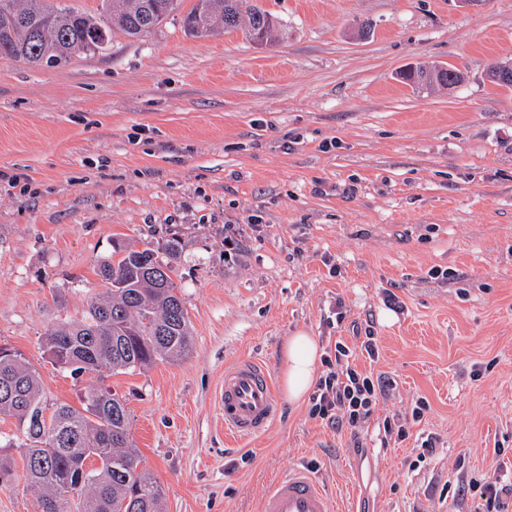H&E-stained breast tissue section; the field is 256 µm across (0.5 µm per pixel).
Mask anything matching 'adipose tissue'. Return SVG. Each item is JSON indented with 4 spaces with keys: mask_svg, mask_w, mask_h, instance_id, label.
Returning a JSON list of instances; mask_svg holds the SVG:
<instances>
[{
    "mask_svg": "<svg viewBox=\"0 0 512 512\" xmlns=\"http://www.w3.org/2000/svg\"><path fill=\"white\" fill-rule=\"evenodd\" d=\"M316 337L300 331L286 339L280 362L283 392L289 402L302 401L311 389L320 364Z\"/></svg>",
    "mask_w": 512,
    "mask_h": 512,
    "instance_id": "1",
    "label": "adipose tissue"
}]
</instances>
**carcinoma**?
Masks as SVG:
<instances>
[{
	"mask_svg": "<svg viewBox=\"0 0 512 512\" xmlns=\"http://www.w3.org/2000/svg\"><path fill=\"white\" fill-rule=\"evenodd\" d=\"M101 0L87 13L64 0H0V59L32 68L60 67L96 53L121 35L140 40L174 16L183 32L208 38L218 29L245 27L254 42H267L278 22L253 0ZM453 68L409 69L412 84H448ZM177 239L144 248L116 242L97 263L102 292L90 297L78 322L51 327L43 343L52 363L74 376L107 369L122 372L176 361L193 349L194 329L177 282ZM43 378L17 351L0 347V418L23 428L22 458L27 483L41 512H165L163 488L141 467L126 400L92 386L80 406L46 413Z\"/></svg>",
	"mask_w": 512,
	"mask_h": 512,
	"instance_id": "obj_1",
	"label": "carcinoma"
}]
</instances>
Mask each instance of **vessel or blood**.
<instances>
[{
    "mask_svg": "<svg viewBox=\"0 0 512 512\" xmlns=\"http://www.w3.org/2000/svg\"><path fill=\"white\" fill-rule=\"evenodd\" d=\"M227 436L245 440L265 432L279 409L276 386L260 362L243 360L224 371L215 394ZM261 512H333L330 495L306 467L297 466L270 484Z\"/></svg>",
    "mask_w": 512,
    "mask_h": 512,
    "instance_id": "1",
    "label": "vessel or blood"
}]
</instances>
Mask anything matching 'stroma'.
I'll return each instance as SVG.
<instances>
[{"instance_id":"35a3bbf8","label":"stroma","mask_w":512,"mask_h":512,"mask_svg":"<svg viewBox=\"0 0 512 512\" xmlns=\"http://www.w3.org/2000/svg\"><path fill=\"white\" fill-rule=\"evenodd\" d=\"M259 4L279 22L267 44L174 20L59 68L0 60V345L47 407L98 380L123 396L167 512H260L296 465L335 512H472L449 480L512 482V88L487 78L512 65V0ZM422 64L466 79L404 83ZM174 235L190 355L99 378L52 365L42 337L82 318L113 240ZM299 331L389 380L370 420L337 429L283 398L264 433L225 437V367L278 375Z\"/></svg>"}]
</instances>
